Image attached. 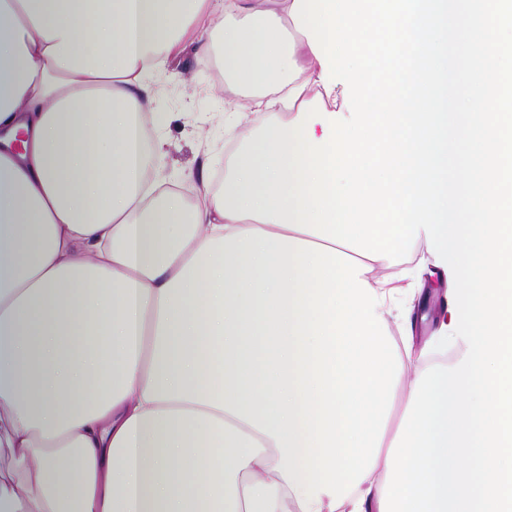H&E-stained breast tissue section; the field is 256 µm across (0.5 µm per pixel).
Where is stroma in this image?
Returning a JSON list of instances; mask_svg holds the SVG:
<instances>
[{
	"label": "stroma",
	"instance_id": "obj_1",
	"mask_svg": "<svg viewBox=\"0 0 512 512\" xmlns=\"http://www.w3.org/2000/svg\"><path fill=\"white\" fill-rule=\"evenodd\" d=\"M146 81L152 89L151 110L163 117L159 134L167 154L159 167L166 187L193 196L195 189L221 191L227 148L224 123L238 97H253L258 89L243 86L226 91L221 46L213 44L208 62L194 56L163 64Z\"/></svg>",
	"mask_w": 512,
	"mask_h": 512
}]
</instances>
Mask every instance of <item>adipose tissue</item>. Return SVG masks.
I'll return each instance as SVG.
<instances>
[{"mask_svg": "<svg viewBox=\"0 0 512 512\" xmlns=\"http://www.w3.org/2000/svg\"><path fill=\"white\" fill-rule=\"evenodd\" d=\"M294 0H0V512H379L413 306L262 218L269 117L325 92ZM261 87L221 192L161 189L146 71Z\"/></svg>", "mask_w": 512, "mask_h": 512, "instance_id": "obj_1", "label": "adipose tissue"}]
</instances>
